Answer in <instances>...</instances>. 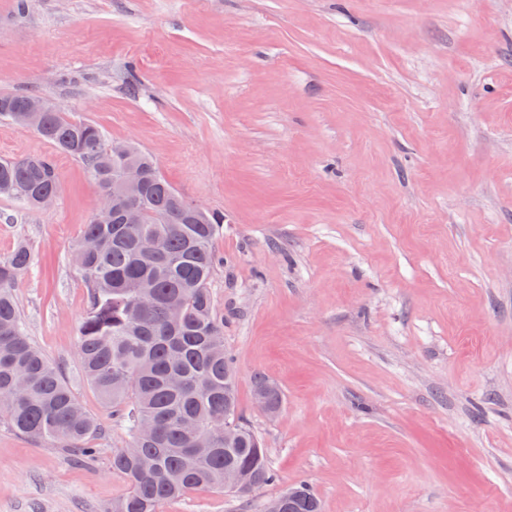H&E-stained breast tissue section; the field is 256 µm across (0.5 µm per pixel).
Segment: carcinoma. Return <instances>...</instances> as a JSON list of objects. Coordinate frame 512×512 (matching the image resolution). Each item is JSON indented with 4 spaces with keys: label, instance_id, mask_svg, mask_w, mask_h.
I'll return each mask as SVG.
<instances>
[{
    "label": "carcinoma",
    "instance_id": "carcinoma-1",
    "mask_svg": "<svg viewBox=\"0 0 512 512\" xmlns=\"http://www.w3.org/2000/svg\"><path fill=\"white\" fill-rule=\"evenodd\" d=\"M26 94L0 95V117L35 130L58 151L81 160L99 194L112 195L118 169L127 162L144 172L140 207L149 223L122 222L98 214L85 226L73 260L88 284L76 354L83 378L130 438L112 454V470L127 492L105 512H161L192 490L224 487V471L241 469L252 484L234 490L249 495L273 480L261 439L243 422L224 436V420L238 417L232 363L224 350V320L210 288L217 268L213 240L224 214L200 218L157 172L151 155L129 143L118 155L101 129L61 112L33 117ZM59 175L49 157L0 162V195L29 208L57 194ZM33 263L18 246L0 261V418L23 435L90 459L87 441L99 430L51 363L26 335L14 296L20 274ZM277 500L282 512H319L304 485Z\"/></svg>",
    "mask_w": 512,
    "mask_h": 512
}]
</instances>
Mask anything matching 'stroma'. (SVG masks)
<instances>
[{"label":"stroma","mask_w":512,"mask_h":512,"mask_svg":"<svg viewBox=\"0 0 512 512\" xmlns=\"http://www.w3.org/2000/svg\"><path fill=\"white\" fill-rule=\"evenodd\" d=\"M0 93L151 154L224 214L210 288L238 413L275 477L163 512H512V0H0ZM53 158L31 210L0 196L26 332L101 426L93 461L0 421V512H104L129 438L75 356L84 164L0 119V160ZM264 374L276 417L253 403ZM292 492L288 495V489L276 498L281 504L280 512H319L318 499L305 485L291 487Z\"/></svg>","instance_id":"1"}]
</instances>
